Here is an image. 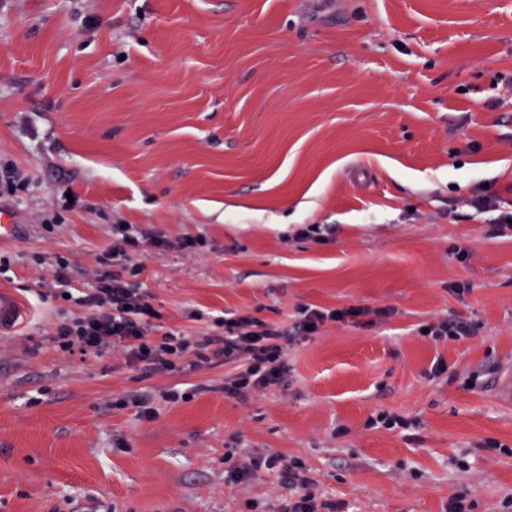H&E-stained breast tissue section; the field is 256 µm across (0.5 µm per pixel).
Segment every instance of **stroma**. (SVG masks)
<instances>
[{"mask_svg":"<svg viewBox=\"0 0 512 512\" xmlns=\"http://www.w3.org/2000/svg\"><path fill=\"white\" fill-rule=\"evenodd\" d=\"M5 170L31 315L0 337V512H282L278 469L227 484L250 452L344 512H512V229L470 206H512V0H0ZM116 224L164 239L123 276L190 339L364 313L241 398L220 357L62 351ZM446 319L470 335H423Z\"/></svg>","mask_w":512,"mask_h":512,"instance_id":"stroma-1","label":"stroma"}]
</instances>
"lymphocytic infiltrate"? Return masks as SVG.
<instances>
[{
  "label": "lymphocytic infiltrate",
  "instance_id": "lymphocytic-infiltrate-1",
  "mask_svg": "<svg viewBox=\"0 0 512 512\" xmlns=\"http://www.w3.org/2000/svg\"><path fill=\"white\" fill-rule=\"evenodd\" d=\"M112 232L117 242L99 258L103 269L95 288L78 299L79 304L87 307V314L63 320L56 326L52 340L60 349L97 355L118 343L125 348L131 363L150 373L173 369L174 358L188 352L203 363L217 355L225 363L239 367L237 373L224 378L225 396L241 397L249 391L281 383L288 371L286 351L296 338L318 334L326 322L358 314L354 307H309L302 310L300 320L289 329L240 314L217 320L219 334L194 344L184 333L174 331L157 339L153 336L157 311L134 284L112 270L115 260L128 261L142 253L148 240L130 224L113 225ZM281 479L284 487L294 493L284 512H338V504L318 501L298 461L283 464Z\"/></svg>",
  "mask_w": 512,
  "mask_h": 512
}]
</instances>
